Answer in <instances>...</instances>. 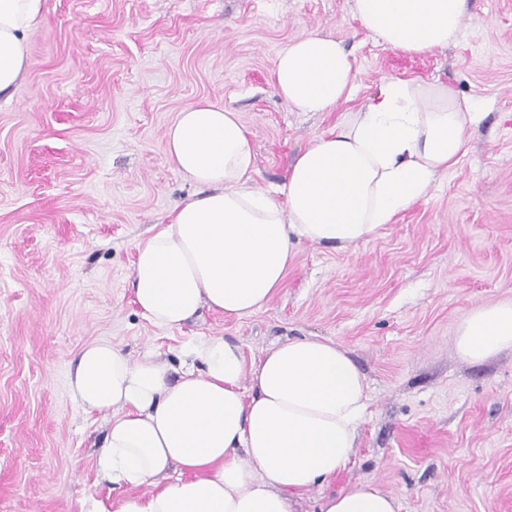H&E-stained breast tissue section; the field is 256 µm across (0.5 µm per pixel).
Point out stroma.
Returning a JSON list of instances; mask_svg holds the SVG:
<instances>
[{
	"mask_svg": "<svg viewBox=\"0 0 512 512\" xmlns=\"http://www.w3.org/2000/svg\"><path fill=\"white\" fill-rule=\"evenodd\" d=\"M351 52L355 99L381 80L450 86L480 102L456 168L356 248L301 242L260 311L150 323L129 274L138 241L199 187L164 151L199 100L237 112L256 191L281 187L334 112L291 111L277 53L310 32ZM29 64L0 100V512H81L129 496L97 475L106 431L73 396L78 351L104 339L172 366L221 336L260 358L294 337L330 338L367 377L371 402L350 464L401 512H512V349L468 362L456 329L512 301V0H468L459 40L426 54L380 44L354 0H45Z\"/></svg>",
	"mask_w": 512,
	"mask_h": 512,
	"instance_id": "1",
	"label": "stroma"
}]
</instances>
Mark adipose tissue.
<instances>
[{
    "instance_id": "1",
    "label": "adipose tissue",
    "mask_w": 512,
    "mask_h": 512,
    "mask_svg": "<svg viewBox=\"0 0 512 512\" xmlns=\"http://www.w3.org/2000/svg\"><path fill=\"white\" fill-rule=\"evenodd\" d=\"M44 0H0V97L27 67L25 36ZM361 26L410 54L461 35L467 0H354ZM351 56L310 33L278 52L274 83L295 112L339 111L336 124L290 166L276 192L250 189L254 148L237 112L206 101L166 133L171 165L200 191L139 241L130 281L154 325L179 328L202 309L238 319L265 306L288 272L296 241L357 246L375 238L453 169L478 121V102L419 80H383L358 107ZM512 348V302L482 306L457 329L462 359ZM181 370L93 340L79 351L71 390L105 417L100 478L131 496L89 499L82 512H295L313 487L356 453L370 395L349 351L327 338H293L257 359L221 336L183 349ZM317 512H400L367 482L320 495Z\"/></svg>"
}]
</instances>
